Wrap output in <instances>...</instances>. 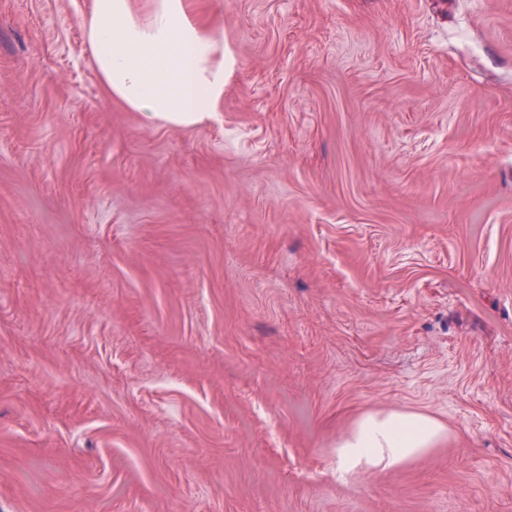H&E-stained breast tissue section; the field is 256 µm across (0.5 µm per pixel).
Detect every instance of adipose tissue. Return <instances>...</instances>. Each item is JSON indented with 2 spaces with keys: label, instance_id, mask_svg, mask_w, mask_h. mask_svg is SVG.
I'll list each match as a JSON object with an SVG mask.
<instances>
[{
  "label": "adipose tissue",
  "instance_id": "ef3b65f1",
  "mask_svg": "<svg viewBox=\"0 0 512 512\" xmlns=\"http://www.w3.org/2000/svg\"><path fill=\"white\" fill-rule=\"evenodd\" d=\"M84 41L106 94L161 122L191 126L216 116L236 67L223 33L198 22L191 0H90ZM443 427L422 414H370L336 442L339 476L377 474L427 453Z\"/></svg>",
  "mask_w": 512,
  "mask_h": 512
}]
</instances>
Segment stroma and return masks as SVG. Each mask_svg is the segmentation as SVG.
Returning a JSON list of instances; mask_svg holds the SVG:
<instances>
[{"mask_svg": "<svg viewBox=\"0 0 512 512\" xmlns=\"http://www.w3.org/2000/svg\"><path fill=\"white\" fill-rule=\"evenodd\" d=\"M217 117L0 0V512H512V0H196ZM445 438L336 473L366 415Z\"/></svg>", "mask_w": 512, "mask_h": 512, "instance_id": "obj_1", "label": "stroma"}]
</instances>
